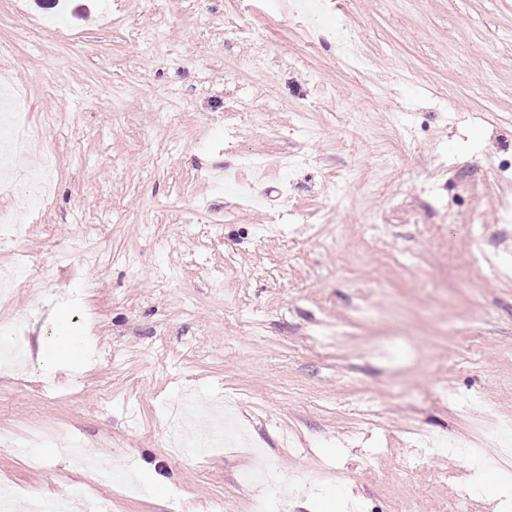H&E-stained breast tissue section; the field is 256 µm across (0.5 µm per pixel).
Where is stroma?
I'll return each instance as SVG.
<instances>
[{"label": "stroma", "instance_id": "stroma-1", "mask_svg": "<svg viewBox=\"0 0 512 512\" xmlns=\"http://www.w3.org/2000/svg\"><path fill=\"white\" fill-rule=\"evenodd\" d=\"M0 0V69L26 95V225L0 304L12 512L89 495L111 512H512V0ZM481 235L489 262H473ZM66 313L78 364L42 351ZM56 376L44 392L37 375ZM79 385H72L73 374ZM226 407L269 460L176 446ZM98 449L90 481L55 446Z\"/></svg>", "mask_w": 512, "mask_h": 512}]
</instances>
